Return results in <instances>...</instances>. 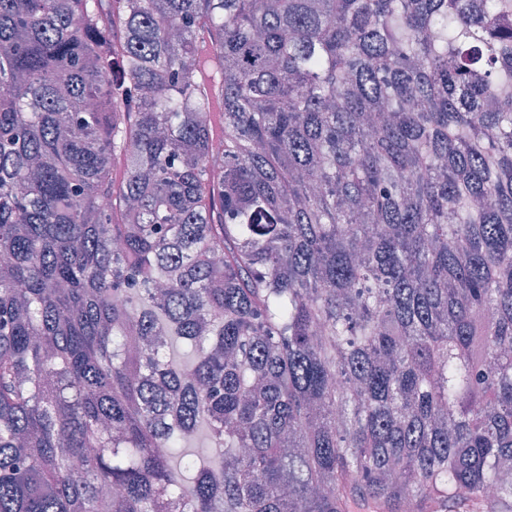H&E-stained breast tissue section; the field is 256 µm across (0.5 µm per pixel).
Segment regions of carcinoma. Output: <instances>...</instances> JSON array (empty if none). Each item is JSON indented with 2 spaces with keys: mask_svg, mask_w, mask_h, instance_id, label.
Wrapping results in <instances>:
<instances>
[{
  "mask_svg": "<svg viewBox=\"0 0 512 512\" xmlns=\"http://www.w3.org/2000/svg\"><path fill=\"white\" fill-rule=\"evenodd\" d=\"M1 87L0 512H512V0H0Z\"/></svg>",
  "mask_w": 512,
  "mask_h": 512,
  "instance_id": "1",
  "label": "carcinoma"
}]
</instances>
